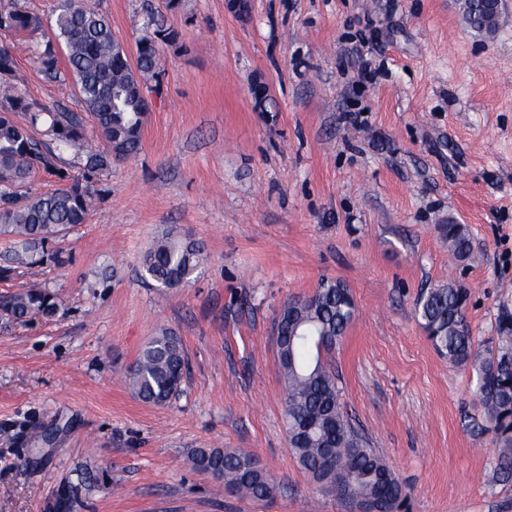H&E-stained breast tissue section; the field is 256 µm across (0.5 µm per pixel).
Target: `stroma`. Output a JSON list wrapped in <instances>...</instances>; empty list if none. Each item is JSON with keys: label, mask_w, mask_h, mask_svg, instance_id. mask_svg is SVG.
<instances>
[{"label": "stroma", "mask_w": 512, "mask_h": 512, "mask_svg": "<svg viewBox=\"0 0 512 512\" xmlns=\"http://www.w3.org/2000/svg\"><path fill=\"white\" fill-rule=\"evenodd\" d=\"M95 2L128 54L160 26L178 38L157 44L140 153L97 176L86 223L54 241L65 263L0 281V298L38 287L61 301L23 324L0 312V512H48L83 472L97 482L71 512H356L288 445L274 323L324 279L350 289L356 315L322 360L409 512H512V479H484L490 435L470 429L476 377L437 353L414 311L428 288L462 284L479 346L512 314V0L490 35L463 0ZM50 34L0 43L32 98L81 111L73 83L29 50ZM450 221L470 232L461 262L439 231ZM168 231L204 252L172 290L141 268ZM164 331L188 367L156 406L127 371ZM196 448L253 454L272 498L225 490L192 467Z\"/></svg>", "instance_id": "1"}]
</instances>
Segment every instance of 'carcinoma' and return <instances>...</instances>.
I'll return each instance as SVG.
<instances>
[{"label": "carcinoma", "instance_id": "1", "mask_svg": "<svg viewBox=\"0 0 512 512\" xmlns=\"http://www.w3.org/2000/svg\"><path fill=\"white\" fill-rule=\"evenodd\" d=\"M470 27L484 28L486 5L470 0ZM0 34H33L43 21L20 5V0H0ZM41 71L59 82L71 79L84 105V113L49 107L23 91L17 82L16 61L9 48L0 47V235L18 238L16 249L0 258V281L12 278L16 269L35 265L48 257L63 262L61 252L48 249L49 242L65 230L86 222L99 194L94 177L115 160L127 159L142 148V128L148 112L143 97L144 81L158 75L156 39L137 44L136 66L112 34L109 19L87 0H58L52 37L31 46ZM66 69H61L60 60ZM25 115L26 124L14 120ZM90 116L104 142V149H87L84 118ZM72 147L81 153L83 173L70 176L56 166L50 144ZM45 171L69 181L65 188L36 193L35 174ZM448 249L458 259L470 253L468 229L463 224H443ZM202 260L200 246L169 233L145 253L141 266L157 288H175L188 281ZM469 292L454 282L441 283L423 293L415 314L434 349L448 363L469 367L476 373V395L481 421L473 428L492 435L498 455L496 479L512 476V315L499 318L497 336L479 350L466 321ZM0 309L22 320L32 314L51 315L58 309L57 295L47 289L30 288L12 295ZM355 302L339 280H323L308 298L288 301L281 309L284 347L278 353L285 390L287 429L305 427L289 439V447L311 479L323 490L343 499L345 491L329 484L334 468L351 480V493L373 498L381 512H400L408 498L405 487L383 456L348 419L340 401L335 375L320 359L315 347L339 343L355 315ZM187 358L178 337L164 331L142 350L129 372L133 394L146 403L161 405L180 391ZM193 466L224 480L231 491L264 500L275 487L254 455L221 448H196ZM93 481L83 476L59 490L54 512H69L72 502Z\"/></svg>", "mask_w": 512, "mask_h": 512}]
</instances>
